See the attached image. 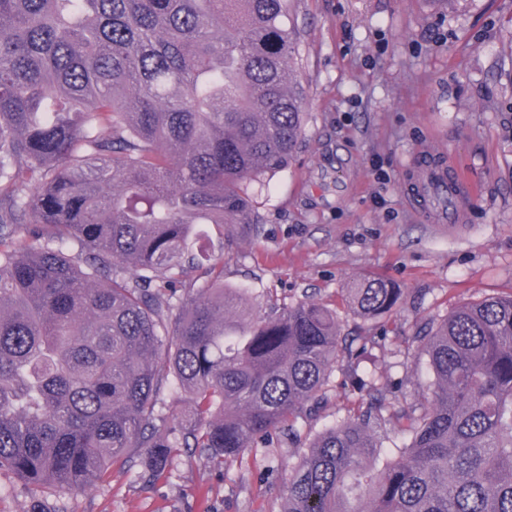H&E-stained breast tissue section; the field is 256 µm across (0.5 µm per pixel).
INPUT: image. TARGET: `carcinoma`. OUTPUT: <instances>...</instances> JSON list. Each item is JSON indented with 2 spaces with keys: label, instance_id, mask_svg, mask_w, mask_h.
Listing matches in <instances>:
<instances>
[{
  "label": "carcinoma",
  "instance_id": "cac0c4a2",
  "mask_svg": "<svg viewBox=\"0 0 512 512\" xmlns=\"http://www.w3.org/2000/svg\"><path fill=\"white\" fill-rule=\"evenodd\" d=\"M290 2L0 0V471L76 489L284 431L307 453L278 512H512V295L407 338L433 385L384 448L382 397L312 432L365 338L313 300L247 304L202 243L201 224L260 233L251 187L301 142ZM401 303L382 279L345 289L365 321Z\"/></svg>",
  "mask_w": 512,
  "mask_h": 512
}]
</instances>
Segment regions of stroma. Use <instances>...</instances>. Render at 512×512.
<instances>
[{"mask_svg":"<svg viewBox=\"0 0 512 512\" xmlns=\"http://www.w3.org/2000/svg\"><path fill=\"white\" fill-rule=\"evenodd\" d=\"M288 21L301 32V146L254 193L258 237L202 230L225 287L255 304L338 306L350 280L372 275L401 288L391 318L343 315V335L370 339L357 373L366 386L334 372L319 431L379 393L414 408L431 376L405 337L460 304L512 294V0H292ZM445 159L476 190L453 226L438 220L443 203L413 196ZM302 453L262 448L220 468L183 448L157 481L135 465L77 491L0 471V512H270Z\"/></svg>","mask_w":512,"mask_h":512,"instance_id":"35a3bbf8","label":"stroma"}]
</instances>
